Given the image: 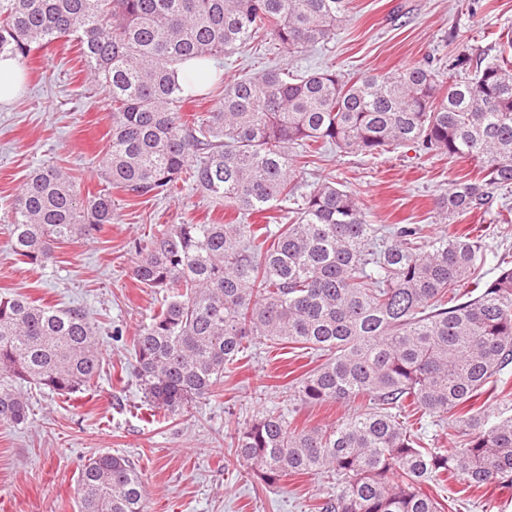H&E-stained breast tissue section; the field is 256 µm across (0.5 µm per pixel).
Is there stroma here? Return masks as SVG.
<instances>
[{
    "label": "stroma",
    "mask_w": 512,
    "mask_h": 512,
    "mask_svg": "<svg viewBox=\"0 0 512 512\" xmlns=\"http://www.w3.org/2000/svg\"><path fill=\"white\" fill-rule=\"evenodd\" d=\"M512 31V0H352L347 21L328 42L300 54L267 43L213 59L218 82L184 113L204 112L224 90V80L283 67L296 74L331 68L347 77L389 75L419 61L443 69L464 44L492 61L500 33ZM18 95L0 104V297H28L48 306H78L96 327L102 368L91 391L58 395L31 387L30 411L21 425H0V512H80V466L103 453L132 459L143 480L144 512H314L331 492L323 475L285 478L266 486L249 465L236 463L230 435L268 411L309 427L333 425L354 405H297L289 399L290 373L313 369L311 355L253 342L224 372L214 392L191 415L151 417L129 373L132 338L157 312L162 293L136 284L130 267L136 249L156 225L201 224L233 218L192 180L166 197L113 191L114 221L89 237L58 245L44 266L16 260L9 248L10 204L26 178L54 165L82 191L105 186L110 105L105 91L83 72L76 40L33 52L22 65ZM475 166L411 146L378 154L336 150L298 170L300 192L333 181L360 202L374 224H426L436 233L434 201ZM454 231L482 238L486 260L475 284L512 267V185L494 193L483 215L466 216ZM122 338H114V329ZM445 512H512V484L468 487L451 479L429 484Z\"/></svg>",
    "instance_id": "35a3bbf8"
}]
</instances>
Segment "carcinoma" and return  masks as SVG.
<instances>
[{
  "mask_svg": "<svg viewBox=\"0 0 512 512\" xmlns=\"http://www.w3.org/2000/svg\"><path fill=\"white\" fill-rule=\"evenodd\" d=\"M351 0H0V54L21 63L62 38L78 40L88 78L112 102L111 187L168 195L182 174L239 215H265L294 195L296 171L325 146L376 154L399 145L476 163L439 197L453 224L485 210L512 185V34L486 65L463 45L448 75L430 63L392 75L347 78L331 69L283 68L224 85L205 112L177 79L187 62L212 80L209 61L271 40L301 53L330 40ZM107 189L82 194L62 170L36 171L11 210V247L44 265L54 245L112 223ZM267 224H159L131 276L165 293L136 330L132 374L153 411L190 413L214 391L247 343L294 345L326 359L289 387L302 405L359 401L329 428L269 411L232 436L236 460L268 486L291 475L332 476L319 512H444L424 491L459 477L471 486L512 483V417L477 405L512 365V268L475 296L481 240L436 236L425 224H372L348 190L323 182ZM101 357L80 307L0 299V422L28 419L20 388L60 395L91 389ZM406 412L451 421L453 446L429 448L428 426ZM141 474L104 453L80 472V512H143Z\"/></svg>",
  "mask_w": 512,
  "mask_h": 512,
  "instance_id": "1",
  "label": "carcinoma"
}]
</instances>
